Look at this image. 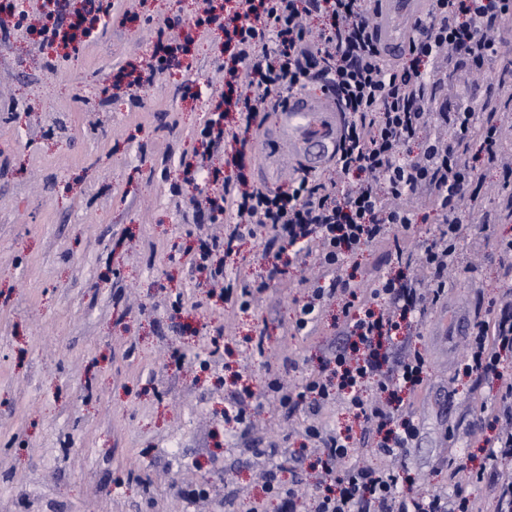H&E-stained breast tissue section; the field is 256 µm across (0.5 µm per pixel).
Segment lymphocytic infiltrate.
Segmentation results:
<instances>
[{"label":"lymphocytic infiltrate","mask_w":512,"mask_h":512,"mask_svg":"<svg viewBox=\"0 0 512 512\" xmlns=\"http://www.w3.org/2000/svg\"><path fill=\"white\" fill-rule=\"evenodd\" d=\"M373 0H236L234 12L216 19L196 17L195 27L222 21L229 63L224 81L235 95L236 124L216 113L200 131L202 138L234 146L233 161L251 147L249 133L261 126L264 111L288 102L287 93L320 85L335 96L343 116L340 148L329 176L300 177L289 191L262 185L242 189V180L200 162L183 161L185 179H205L219 189L206 197L210 223L232 217L223 238L203 243L194 262L223 282L224 298L248 310L257 293L283 275L280 258L301 265L317 256L323 284L314 285L292 324L311 334L323 307L343 303L344 339L320 369L299 388L279 377L268 378L265 398L275 400L284 417L315 413L325 403L343 400L361 430L385 457L408 455L419 426L404 410L405 395H418L427 377V360L406 340L428 306L448 294V271L462 260L472 227L457 214L460 201L480 180L467 155L476 139L485 149L483 162L502 171L510 187L498 223L512 222V162L501 148L512 140V127L496 119L512 102V83L500 82L496 93L479 102L449 109V75L465 80L485 69L504 47L500 35L512 33V0H429L425 19L415 28L406 60L383 57L372 33ZM324 24L311 33L305 17ZM441 216L433 237L420 250L409 247L419 208ZM265 241L268 268L253 286L225 281L224 270L211 266L212 254L237 252L245 238ZM386 245L397 265L417 266L426 274L379 276L371 287L343 279L339 271L347 252ZM512 352V307L491 310L467 337V373L499 379L491 406L480 417L496 426L484 448L487 457L512 456V378L500 372L504 353ZM376 382L386 404L364 396ZM302 447L279 453L280 468L295 470L307 458V445L320 449L315 467L334 477L316 491V512H512V482L496 485L487 500L471 499L462 489L420 497L398 488L395 472L354 462L350 435L309 422Z\"/></svg>","instance_id":"lymphocytic-infiltrate-1"}]
</instances>
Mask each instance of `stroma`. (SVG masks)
I'll use <instances>...</instances> for the list:
<instances>
[{
	"label": "stroma",
	"instance_id": "stroma-1",
	"mask_svg": "<svg viewBox=\"0 0 512 512\" xmlns=\"http://www.w3.org/2000/svg\"><path fill=\"white\" fill-rule=\"evenodd\" d=\"M112 20L69 57L49 53L35 28L0 44V512H278L265 492L273 457L298 447L302 417L265 403L249 430L224 423L242 374L261 394L276 373L301 384L341 343L337 305L312 336L285 329L317 274L287 268L262 301L241 312L199 288L189 245L194 202L179 157L223 97L224 33L192 26L197 0H112ZM181 16L185 53L150 71L157 31ZM127 71L141 85H113ZM512 78V44L462 91L475 102ZM251 132L244 173L259 180L266 155L287 189L298 165L283 143ZM261 241L224 261L237 284L260 279ZM387 248L347 255L341 273L395 274ZM512 295V257L483 250L448 272V295L409 344L427 359L410 399L420 436L404 461L414 491L448 485V462L512 475V457L486 459L493 430L478 419L497 380L464 377L463 315L486 318ZM223 330L221 349L209 339ZM265 334L263 354L247 339ZM208 369H201V360ZM204 486L206 497L184 489Z\"/></svg>",
	"mask_w": 512,
	"mask_h": 512
}]
</instances>
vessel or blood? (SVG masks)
<instances>
[{"mask_svg":"<svg viewBox=\"0 0 512 512\" xmlns=\"http://www.w3.org/2000/svg\"><path fill=\"white\" fill-rule=\"evenodd\" d=\"M425 11L424 0H379L373 21L388 55H399L408 47L415 23ZM340 135L336 105L328 97L295 93L277 112L274 136L287 140L289 152L305 168L326 166L336 153Z\"/></svg>","mask_w":512,"mask_h":512,"instance_id":"1","label":"vessel or blood"}]
</instances>
